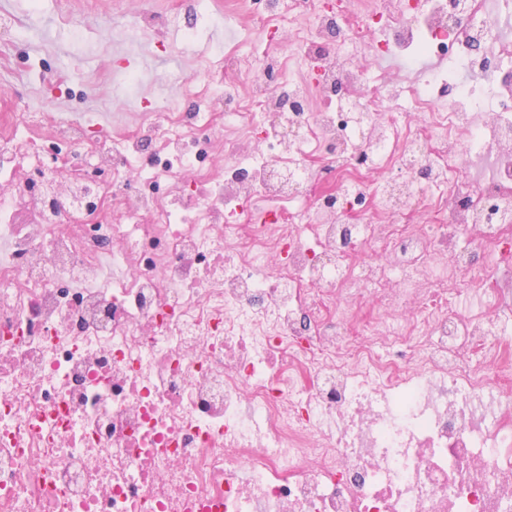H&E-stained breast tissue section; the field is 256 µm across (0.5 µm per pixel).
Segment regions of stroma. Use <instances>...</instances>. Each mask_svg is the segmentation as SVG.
I'll return each mask as SVG.
<instances>
[{
	"label": "stroma",
	"mask_w": 512,
	"mask_h": 512,
	"mask_svg": "<svg viewBox=\"0 0 512 512\" xmlns=\"http://www.w3.org/2000/svg\"><path fill=\"white\" fill-rule=\"evenodd\" d=\"M147 16L139 35L130 31V13ZM241 37H257L254 0H203L199 10H188L180 0H84L72 8L66 0H0V113L21 108L39 113L44 125L75 120L100 124L108 131L136 126L135 102L118 97L114 71L126 68L145 75L140 97L179 101L184 112H194L199 92L211 78L201 54L208 45L224 41V15ZM207 20L209 41L199 44V57L182 55L181 30L195 16ZM135 38L139 55L124 62L114 53L124 39ZM178 73L188 87L168 84Z\"/></svg>",
	"instance_id": "1"
}]
</instances>
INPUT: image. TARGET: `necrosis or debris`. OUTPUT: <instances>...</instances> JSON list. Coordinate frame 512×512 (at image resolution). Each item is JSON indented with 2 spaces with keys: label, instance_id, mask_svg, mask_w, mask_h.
I'll list each match as a JSON object with an SVG mask.
<instances>
[{
  "label": "necrosis or debris",
  "instance_id": "4bbe7bcc",
  "mask_svg": "<svg viewBox=\"0 0 512 512\" xmlns=\"http://www.w3.org/2000/svg\"><path fill=\"white\" fill-rule=\"evenodd\" d=\"M260 4L250 95L207 87L223 111L51 125L37 184V116L0 132L25 217L0 224V512H512V14L388 2L383 47L342 5ZM301 14L288 61L272 33ZM452 51L446 78L363 61ZM211 128L220 181L187 144ZM387 161L395 200L364 174ZM148 167L171 199L131 192Z\"/></svg>",
  "mask_w": 512,
  "mask_h": 512
}]
</instances>
